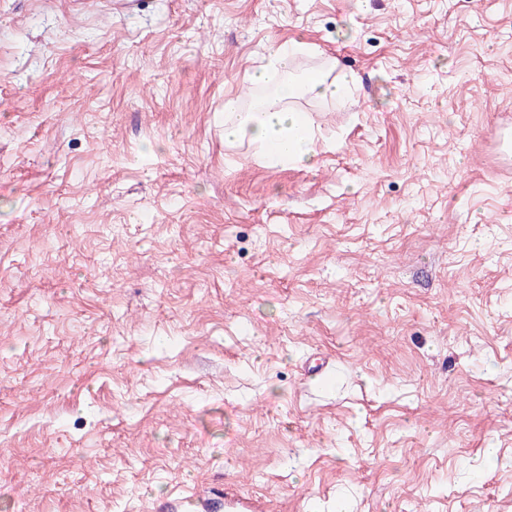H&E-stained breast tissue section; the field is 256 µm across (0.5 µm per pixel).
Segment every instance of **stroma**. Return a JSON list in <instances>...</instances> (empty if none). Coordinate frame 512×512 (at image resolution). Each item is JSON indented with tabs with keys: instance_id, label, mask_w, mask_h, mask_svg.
<instances>
[{
	"instance_id": "obj_1",
	"label": "stroma",
	"mask_w": 512,
	"mask_h": 512,
	"mask_svg": "<svg viewBox=\"0 0 512 512\" xmlns=\"http://www.w3.org/2000/svg\"><path fill=\"white\" fill-rule=\"evenodd\" d=\"M112 2L0 0V512H512V0ZM310 50L299 40L277 42L269 48L263 63L249 80L251 84L275 87L279 95L259 110H245L237 97H226L224 112L230 117L224 122L226 143L248 141L266 163L274 166H313L316 163L320 153L316 124L307 112H298L289 105L297 89L286 81L295 58ZM355 83V76L345 70L331 79L320 72H313L303 82L300 92L311 99L337 100L348 95ZM225 512H270L267 500L258 497H245L233 488L231 483L224 484Z\"/></svg>"
}]
</instances>
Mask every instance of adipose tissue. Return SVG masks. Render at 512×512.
I'll return each mask as SVG.
<instances>
[{
    "instance_id": "adipose-tissue-1",
    "label": "adipose tissue",
    "mask_w": 512,
    "mask_h": 512,
    "mask_svg": "<svg viewBox=\"0 0 512 512\" xmlns=\"http://www.w3.org/2000/svg\"><path fill=\"white\" fill-rule=\"evenodd\" d=\"M307 44L290 40L274 43L261 66L250 76L253 84L274 87L277 98L257 110H246L237 97L224 100L225 142H248L268 164L282 167L311 166L320 153V136L313 118L290 107L291 98L302 94L316 100H337L348 95L356 82L355 76L345 70L329 77L311 73L302 86L287 80L295 58L307 53Z\"/></svg>"
}]
</instances>
